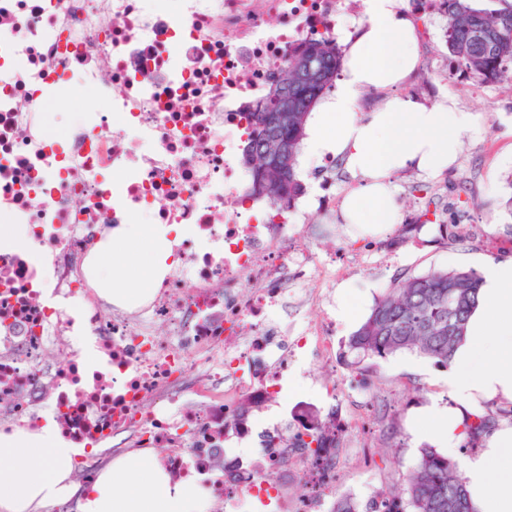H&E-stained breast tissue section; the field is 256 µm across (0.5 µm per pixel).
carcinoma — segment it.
Segmentation results:
<instances>
[{"instance_id": "carcinoma-1", "label": "carcinoma", "mask_w": 512, "mask_h": 512, "mask_svg": "<svg viewBox=\"0 0 512 512\" xmlns=\"http://www.w3.org/2000/svg\"><path fill=\"white\" fill-rule=\"evenodd\" d=\"M447 2V42L452 60L477 81L496 82L511 76L512 7L484 8L479 0ZM295 57L312 60L318 70L325 72L324 81L296 84L291 68H285L269 86L256 111L250 113L251 131L241 152L242 164L250 172L252 193L280 178L279 186L264 192L273 204L302 192L297 165L308 120L341 70L342 53L330 42L312 41ZM280 88L285 89L295 108L288 113L286 125L274 121L278 102L273 93ZM271 138L288 139L286 172L276 173L271 159L250 158ZM482 285L478 272L458 268L397 279L348 337L346 352L358 358H385L410 351L446 367L467 336L471 316L480 303ZM489 424V416L474 415L467 426V436L479 438ZM403 494L409 512H477L457 461L432 447L422 449L407 476Z\"/></svg>"}]
</instances>
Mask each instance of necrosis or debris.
I'll return each mask as SVG.
<instances>
[{"label":"necrosis or debris","instance_id":"obj_1","mask_svg":"<svg viewBox=\"0 0 512 512\" xmlns=\"http://www.w3.org/2000/svg\"><path fill=\"white\" fill-rule=\"evenodd\" d=\"M362 12L363 0H0V223L30 228L0 244V432L53 420L86 450L83 486L104 453L155 448L169 477L209 489L210 512H334L336 467L356 457L365 418L334 414L335 437L305 448L299 407L251 413L284 394L308 348L332 369V290L353 264L314 259L294 230L299 200L256 205L238 152L289 57ZM71 79L98 106L61 131L43 112ZM137 214L169 229L170 265L143 303L107 315L90 262L102 229ZM299 286L321 313L281 330Z\"/></svg>","mask_w":512,"mask_h":512}]
</instances>
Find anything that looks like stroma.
I'll return each mask as SVG.
<instances>
[{
  "label": "stroma",
  "instance_id": "stroma-1",
  "mask_svg": "<svg viewBox=\"0 0 512 512\" xmlns=\"http://www.w3.org/2000/svg\"><path fill=\"white\" fill-rule=\"evenodd\" d=\"M445 29L444 20L430 24V36L418 49L417 70L400 91L422 94L430 103L451 95L462 109L474 113L477 129L464 135L460 156L446 174L427 178L407 170L395 177L400 220L379 237L386 247L382 258L366 260L354 273L337 280L333 290L337 303L350 301L352 294H364L359 319L366 318L396 279L448 267L478 270L487 262L512 258V213L506 205L512 197V79L490 84L456 79L448 71ZM461 184L469 191L470 205H460L457 199L456 188ZM423 185L435 193L445 223L469 229L467 242L441 236L434 225L413 223V216L425 207L419 192ZM322 218L320 210L312 208L296 221L316 255L324 258L338 249L348 254L365 250L367 237L348 232L343 223L337 224L335 234L317 236ZM357 327V321L336 324V377L330 382L334 395H327L329 381L313 355H306L294 368L291 380L295 393L305 401L301 414L306 420L323 421L332 407L346 410L354 401L369 408L374 432L360 457L340 464L336 472L342 493L366 505L379 494L403 488L422 449L410 432L411 425L430 406L446 402L447 369L410 352L352 363L343 355L344 343Z\"/></svg>",
  "mask_w": 512,
  "mask_h": 512
}]
</instances>
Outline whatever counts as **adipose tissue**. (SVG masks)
<instances>
[{
  "label": "adipose tissue",
  "mask_w": 512,
  "mask_h": 512,
  "mask_svg": "<svg viewBox=\"0 0 512 512\" xmlns=\"http://www.w3.org/2000/svg\"><path fill=\"white\" fill-rule=\"evenodd\" d=\"M366 16L357 36L346 41L334 90L312 112L303 160L309 167L326 155L338 158L357 182L342 203L343 223L383 234L399 219L394 176L406 169L429 177L447 171L474 117L448 95L428 104L400 94L417 65L414 28L397 0H367ZM373 87L388 89V97L359 114L363 92ZM149 237L153 247L133 262L125 281L116 280L112 268L120 247ZM168 256L166 238H154L151 225L105 231L95 262L100 298L119 306L140 301ZM482 278V301L448 366V401L432 406L420 421L425 439L451 457H458L469 417L482 403L512 402V261L488 262ZM79 453L50 421L36 434H1L0 512H50L71 497L78 512H208L202 487L171 481L141 451L117 457L89 489H79L70 480ZM458 459L477 512H512V421H501L482 448Z\"/></svg>",
  "instance_id": "1"
}]
</instances>
